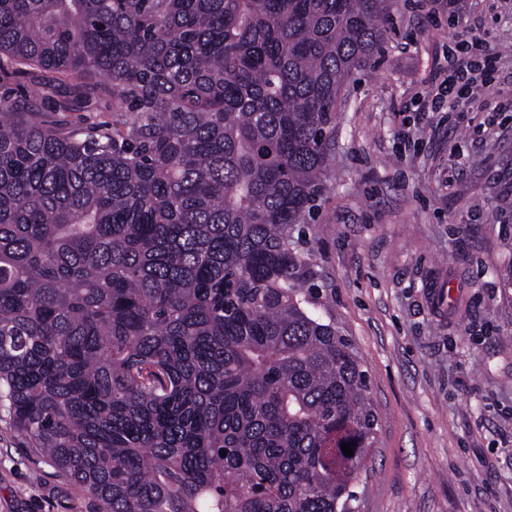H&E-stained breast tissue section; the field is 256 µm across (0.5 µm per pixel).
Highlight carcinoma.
Instances as JSON below:
<instances>
[{
  "label": "carcinoma",
  "instance_id": "1",
  "mask_svg": "<svg viewBox=\"0 0 512 512\" xmlns=\"http://www.w3.org/2000/svg\"><path fill=\"white\" fill-rule=\"evenodd\" d=\"M400 6L0 0V74L112 112L0 98V408L98 512H352L378 418L293 226ZM43 82H51L53 86L48 95L40 100L39 112H46L51 117L74 125L110 120L109 113L103 107L104 93L100 89L88 87L78 93L67 81L55 79V74L33 72L9 81H0V97L21 100ZM59 104L65 107L60 109Z\"/></svg>",
  "mask_w": 512,
  "mask_h": 512
}]
</instances>
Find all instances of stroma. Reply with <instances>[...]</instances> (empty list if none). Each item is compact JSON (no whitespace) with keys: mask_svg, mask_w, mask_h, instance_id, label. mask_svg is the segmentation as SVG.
Segmentation results:
<instances>
[{"mask_svg":"<svg viewBox=\"0 0 512 512\" xmlns=\"http://www.w3.org/2000/svg\"><path fill=\"white\" fill-rule=\"evenodd\" d=\"M488 51L454 108L421 105L449 50ZM40 111L108 120L104 94L52 74ZM298 247L317 313L359 351L378 414L356 512H512V0L456 21L409 7L336 114L331 173ZM0 512H96L0 409Z\"/></svg>","mask_w":512,"mask_h":512,"instance_id":"obj_1","label":"stroma"}]
</instances>
